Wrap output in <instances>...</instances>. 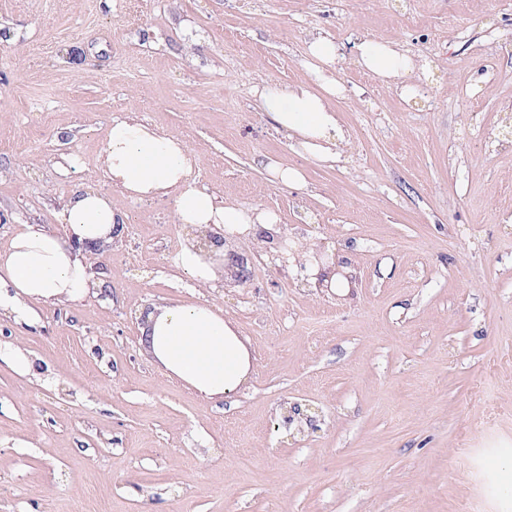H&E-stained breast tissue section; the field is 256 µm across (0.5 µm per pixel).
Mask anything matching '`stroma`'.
Instances as JSON below:
<instances>
[{"instance_id":"obj_1","label":"stroma","mask_w":512,"mask_h":512,"mask_svg":"<svg viewBox=\"0 0 512 512\" xmlns=\"http://www.w3.org/2000/svg\"><path fill=\"white\" fill-rule=\"evenodd\" d=\"M320 33L344 89L332 168L255 94L306 80ZM366 38L427 62L412 99L359 65ZM127 114L183 138L218 199L325 242L354 287L318 293L269 255L248 287L190 282L173 199L101 171ZM82 187L127 230L89 256L99 296L36 331L0 314L39 367L0 364V512H512V0H0V245L61 232ZM197 301L251 354L221 400L144 343L143 309Z\"/></svg>"}]
</instances>
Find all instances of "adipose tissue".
<instances>
[{
	"instance_id": "ef3b65f1",
	"label": "adipose tissue",
	"mask_w": 512,
	"mask_h": 512,
	"mask_svg": "<svg viewBox=\"0 0 512 512\" xmlns=\"http://www.w3.org/2000/svg\"><path fill=\"white\" fill-rule=\"evenodd\" d=\"M358 62L385 84L409 96L419 65L393 44L362 40ZM311 82L288 86L262 85L257 95L278 130L322 163H336L347 140L332 97L342 88L334 77L336 44L316 35L309 43ZM197 156L184 141L158 131L132 115L113 119L101 155L104 176L128 197L170 196L178 223L217 233L256 235L271 228L274 214L244 205L227 204L194 175ZM63 233L36 224L23 225L0 249V314L28 327L41 322L40 307L78 302L96 296L98 284L85 247L119 241L127 215L109 195L92 188L72 192L60 212ZM192 281H217L224 266V245L199 248L188 239L175 258ZM145 343L168 377L197 394L221 397L245 386L251 356L224 311L210 303L155 305L144 312Z\"/></svg>"
}]
</instances>
